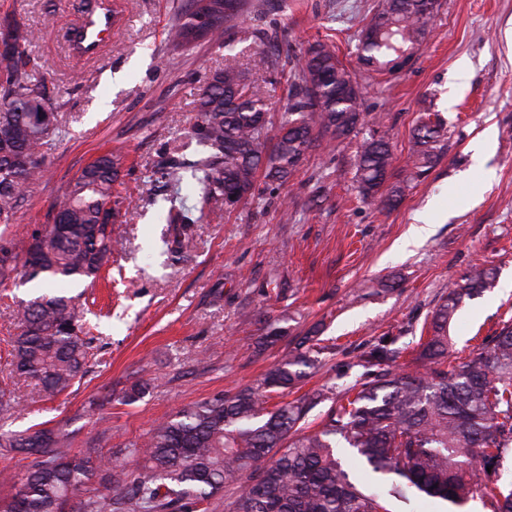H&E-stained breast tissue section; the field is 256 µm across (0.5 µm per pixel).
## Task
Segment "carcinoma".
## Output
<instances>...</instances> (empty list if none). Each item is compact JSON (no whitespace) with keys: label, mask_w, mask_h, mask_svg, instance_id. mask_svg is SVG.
<instances>
[{"label":"carcinoma","mask_w":512,"mask_h":512,"mask_svg":"<svg viewBox=\"0 0 512 512\" xmlns=\"http://www.w3.org/2000/svg\"><path fill=\"white\" fill-rule=\"evenodd\" d=\"M424 0H380L360 33L359 61L377 76L397 74L426 38L432 15ZM252 0H183L168 42L222 44L241 17H258ZM12 40L0 62V285L18 276L40 289L53 281H95L123 243L113 236L107 208L124 205L115 189L124 156L109 151L85 166L56 200L58 224L30 237L23 256L10 247L18 208L46 172L47 155L62 137L40 88L37 60L28 52L35 30L12 17L0 36ZM197 121L187 147L197 156H167L152 172L173 188L167 197L168 232L178 248L190 239L212 203L240 204L254 196L259 174L280 185L303 163L318 136L342 142L363 121L362 91L336 52L316 43L289 94L283 122L270 136L261 87L237 67L216 71L196 100ZM444 127L430 113L411 136L406 168L414 180L439 158ZM394 153L385 130L357 150V192L362 202L392 209L404 186L389 183ZM195 188V203L180 195ZM491 268L474 267L448 288L420 337L416 369L395 365L396 351L378 344L357 366L359 383L330 407L316 429L309 411L335 400L322 389L287 400L318 361L301 341L254 386L233 396L217 393L157 422L142 442L126 446V459L104 458L96 445L75 450L66 426L34 425L14 433L0 428V455L26 461L19 472H0L13 490L0 512H190L209 510L224 490H236L229 512H390L388 498L428 497L462 507L478 497L490 512H512V481L496 478L512 454V323L482 340L465 362L448 367V325L464 300L494 287ZM18 332L11 340L9 372L0 379V416L16 405L14 379L34 384L44 397L68 391L92 358L84 312L75 298L38 293L17 303ZM280 401L271 403L274 398ZM352 449L378 484L358 485L336 458ZM101 483L93 486V477Z\"/></svg>","instance_id":"1"}]
</instances>
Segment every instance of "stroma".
<instances>
[{"label":"stroma","mask_w":512,"mask_h":512,"mask_svg":"<svg viewBox=\"0 0 512 512\" xmlns=\"http://www.w3.org/2000/svg\"><path fill=\"white\" fill-rule=\"evenodd\" d=\"M108 2L120 23L98 56L85 58L69 42L84 0H0V17L38 31L30 51L62 91L56 106L66 130L15 215V251L50 223L56 199L88 163L115 149L127 157L116 184L124 213L113 226L126 249L110 275L68 290L91 304L95 357L81 382L52 400L16 380L19 405L5 429L61 422L73 448L94 442L113 456L181 408L255 385L305 336L321 352L304 394L354 384L359 355L384 337L397 364L412 369L425 322L474 265L496 268L498 284L457 311L449 361H465L512 320V0H440L412 64L388 81L358 59V36L378 0H259L268 30L288 45L265 71L251 66L264 48L252 19L238 21L224 46L176 50L166 30L180 0ZM319 42L335 46L361 86L364 125L341 144L313 148L278 189L261 182L235 210L206 211L182 252L164 256L155 203L166 191L145 176L191 130L202 87L236 63L265 88L279 126L296 63ZM461 60L467 70L458 69ZM427 110L446 122L439 162L407 181L395 209L359 203V141L376 126L388 130L392 179L406 181L409 140ZM490 127L488 143L482 133ZM424 221L429 234L411 241L412 225ZM279 318L287 338L260 346L266 321ZM137 381L145 394L124 404Z\"/></svg>","instance_id":"1"}]
</instances>
